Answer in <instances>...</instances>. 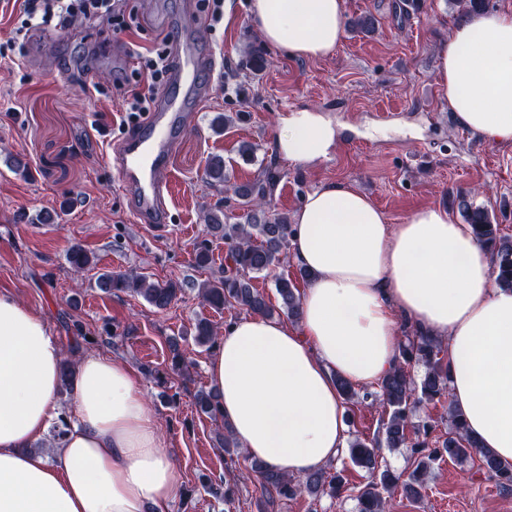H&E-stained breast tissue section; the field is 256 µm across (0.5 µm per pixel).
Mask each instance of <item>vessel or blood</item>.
<instances>
[{
	"label": "vessel or blood",
	"instance_id": "b4317fda",
	"mask_svg": "<svg viewBox=\"0 0 512 512\" xmlns=\"http://www.w3.org/2000/svg\"><path fill=\"white\" fill-rule=\"evenodd\" d=\"M171 52L174 66L166 87L136 129L105 157L126 192L134 223L159 229L166 226L173 194L165 177L170 155L192 113L202 107L218 66L210 47L187 30L175 37Z\"/></svg>",
	"mask_w": 512,
	"mask_h": 512
}]
</instances>
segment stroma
Segmentation results:
<instances>
[{"instance_id":"stroma-1","label":"stroma","mask_w":512,"mask_h":512,"mask_svg":"<svg viewBox=\"0 0 512 512\" xmlns=\"http://www.w3.org/2000/svg\"><path fill=\"white\" fill-rule=\"evenodd\" d=\"M401 2L346 0L351 25L332 54L300 59L272 47L266 69L256 74L241 65L248 44L261 39L248 0H233L225 25L209 23L208 0H127L137 14L130 31L81 19L34 36L22 65L0 63V292L45 321L66 359L80 358L64 326L74 319L96 337L93 351L138 371L176 468L169 512H257V481L237 478L248 459L225 454L221 422L195 404L196 393L209 387L211 354L196 344L194 327L201 317L221 327L243 314L204 305L196 286L224 262V240L209 236L208 214L221 211L227 223H245L247 208L224 200L254 181L265 162L278 171L267 206L288 217L329 182L354 185L393 224L432 205L457 216L453 198L475 188L476 203L494 208L502 235L512 238V143H490L459 128L437 83L438 47L459 8L453 0H419L418 8L404 10ZM366 13L377 19L374 32L352 25ZM191 19L223 76L170 158L175 193L170 222L158 231L132 222L104 163L111 144L128 131L121 99L90 94L87 86L131 75L133 51L159 44ZM301 108L322 112L339 131L335 150L312 163L285 159L275 146L280 116ZM235 112L243 120L216 126L218 116ZM244 141L255 146L248 159L239 153ZM214 156L224 161L226 182L207 174ZM204 238L211 246L209 268L195 263V244ZM77 243L97 255L96 272L137 271L194 286L159 310L136 295L101 292L96 272L75 283L66 254ZM175 346L194 363L188 377L168 371ZM145 365L166 374L177 402L161 400L156 379L141 372ZM212 474L230 481L232 502L204 492L199 478ZM393 512H512V491H502L478 458L444 460L427 476L422 499L396 497Z\"/></svg>"}]
</instances>
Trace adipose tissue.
<instances>
[{"instance_id": "ef3b65f1", "label": "adipose tissue", "mask_w": 512, "mask_h": 512, "mask_svg": "<svg viewBox=\"0 0 512 512\" xmlns=\"http://www.w3.org/2000/svg\"><path fill=\"white\" fill-rule=\"evenodd\" d=\"M264 41L312 59L341 43L345 0H249ZM437 82L460 128L512 142V11L466 16L437 57ZM278 152L327 156L336 129L300 109L279 120ZM312 274L298 324L241 317L206 366L234 440L254 459L303 476L342 456L348 425L337 378L370 386L398 359L403 324L448 343V398L479 446L512 463V290L489 253L439 206L389 223L350 183L310 193L290 235ZM62 353L43 320L0 293V512H167L174 465L133 370L84 355L61 412ZM51 452L35 445L60 415Z\"/></svg>"}]
</instances>
